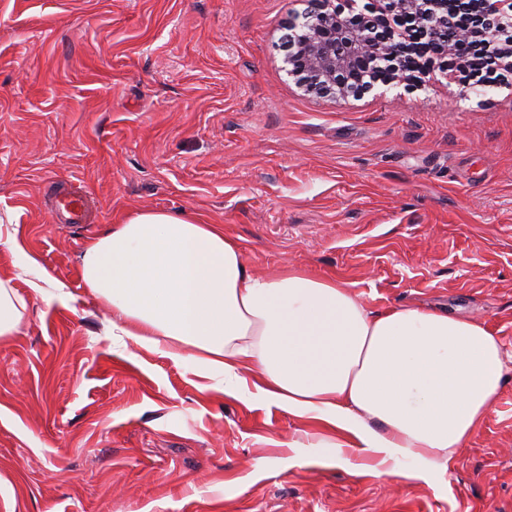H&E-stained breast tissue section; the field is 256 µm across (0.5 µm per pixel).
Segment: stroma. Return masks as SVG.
Instances as JSON below:
<instances>
[{
	"mask_svg": "<svg viewBox=\"0 0 512 512\" xmlns=\"http://www.w3.org/2000/svg\"><path fill=\"white\" fill-rule=\"evenodd\" d=\"M307 8L0 0V278L30 301L0 338V512H512V365L431 486L113 344L83 286L88 239L185 211L223 225L255 274L333 277L374 311L422 303L512 353V74L319 97L285 62ZM78 187L88 221L62 223ZM31 255L67 302L34 298Z\"/></svg>",
	"mask_w": 512,
	"mask_h": 512,
	"instance_id": "1",
	"label": "stroma"
}]
</instances>
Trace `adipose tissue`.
Wrapping results in <instances>:
<instances>
[{
    "label": "adipose tissue",
    "instance_id": "adipose-tissue-1",
    "mask_svg": "<svg viewBox=\"0 0 512 512\" xmlns=\"http://www.w3.org/2000/svg\"><path fill=\"white\" fill-rule=\"evenodd\" d=\"M223 225L143 210L88 240L80 275L111 306V336L162 351L205 391L336 429L389 475L433 483L501 388L502 343L483 324L417 307L368 309L336 279L248 271Z\"/></svg>",
    "mask_w": 512,
    "mask_h": 512
}]
</instances>
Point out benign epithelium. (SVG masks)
<instances>
[{"label":"benign epithelium","instance_id":"benign-epithelium-1","mask_svg":"<svg viewBox=\"0 0 512 512\" xmlns=\"http://www.w3.org/2000/svg\"><path fill=\"white\" fill-rule=\"evenodd\" d=\"M310 9L288 21V74L319 96L363 95L400 79L424 82L432 60L427 53L453 56L469 64L467 42L477 34L498 44L483 59L488 73L512 67V0H374V15H351L332 8V0H308ZM465 16L460 43L448 45L440 32Z\"/></svg>","mask_w":512,"mask_h":512}]
</instances>
